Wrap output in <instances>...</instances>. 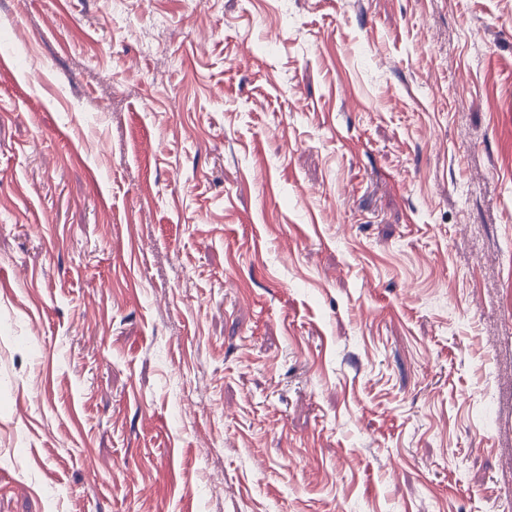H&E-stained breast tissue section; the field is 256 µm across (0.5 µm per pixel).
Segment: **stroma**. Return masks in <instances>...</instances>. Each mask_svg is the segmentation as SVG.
Returning <instances> with one entry per match:
<instances>
[{"mask_svg": "<svg viewBox=\"0 0 512 512\" xmlns=\"http://www.w3.org/2000/svg\"><path fill=\"white\" fill-rule=\"evenodd\" d=\"M0 512H512V0H0Z\"/></svg>", "mask_w": 512, "mask_h": 512, "instance_id": "obj_1", "label": "stroma"}]
</instances>
